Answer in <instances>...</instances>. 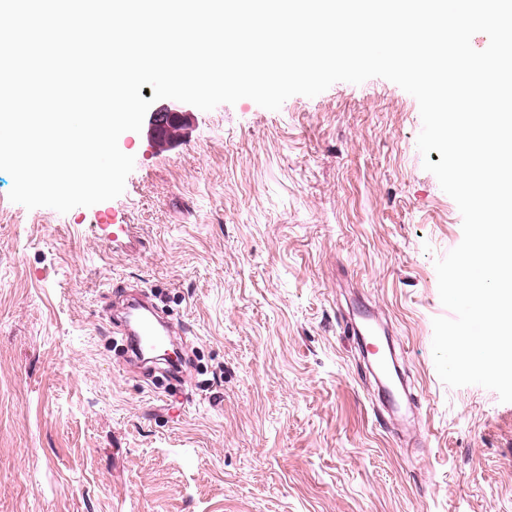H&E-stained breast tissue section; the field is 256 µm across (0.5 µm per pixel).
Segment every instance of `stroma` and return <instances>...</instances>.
I'll use <instances>...</instances> for the list:
<instances>
[{"label":"stroma","mask_w":512,"mask_h":512,"mask_svg":"<svg viewBox=\"0 0 512 512\" xmlns=\"http://www.w3.org/2000/svg\"><path fill=\"white\" fill-rule=\"evenodd\" d=\"M421 128L373 77L195 107L166 143L124 132L123 194L64 214L10 201L0 171V512H512V403L433 360L462 216ZM126 290L174 323L176 377L123 355ZM360 303L410 425L344 332Z\"/></svg>","instance_id":"obj_1"}]
</instances>
